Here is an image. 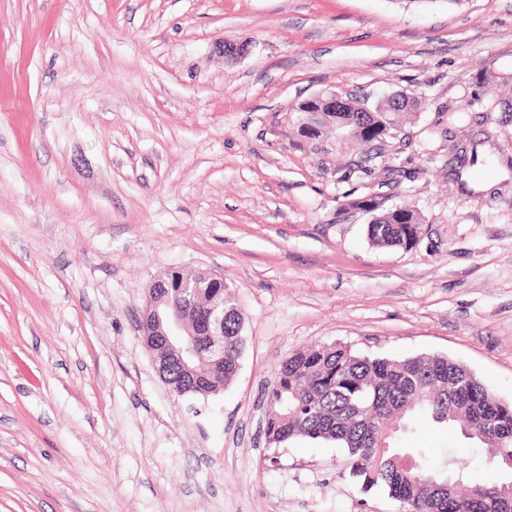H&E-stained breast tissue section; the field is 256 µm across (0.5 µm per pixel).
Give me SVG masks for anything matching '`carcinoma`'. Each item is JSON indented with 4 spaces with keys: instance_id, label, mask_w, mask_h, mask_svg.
<instances>
[{
    "instance_id": "1",
    "label": "carcinoma",
    "mask_w": 512,
    "mask_h": 512,
    "mask_svg": "<svg viewBox=\"0 0 512 512\" xmlns=\"http://www.w3.org/2000/svg\"><path fill=\"white\" fill-rule=\"evenodd\" d=\"M418 100L394 107L346 99L334 112L323 109L311 137L333 126L363 143L396 134L414 116ZM418 213L397 206L375 214L369 240L382 247H410L417 238ZM242 317L224 319V365L196 359L198 381L224 373L228 385L244 349ZM422 421L455 430L473 445L512 458V403L494 398L490 388L444 355L401 359L353 351L335 342L297 350L283 361L266 393V432L285 444L294 439L333 442L343 450L350 482L361 493L383 490L399 506L419 502L423 512H512V499L495 497V480L470 483L469 460L450 450L427 460L425 448H397L395 435ZM436 477L423 484L404 459Z\"/></svg>"
}]
</instances>
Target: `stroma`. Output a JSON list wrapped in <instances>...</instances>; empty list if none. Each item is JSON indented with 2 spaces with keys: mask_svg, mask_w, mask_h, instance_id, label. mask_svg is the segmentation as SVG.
<instances>
[{
  "mask_svg": "<svg viewBox=\"0 0 512 512\" xmlns=\"http://www.w3.org/2000/svg\"><path fill=\"white\" fill-rule=\"evenodd\" d=\"M329 87L422 107L381 144L303 137ZM372 197L417 210L415 246L369 243L343 204ZM171 269L242 310L219 393L144 346ZM333 342L512 402V0H0V512H398L335 445L265 443L280 363Z\"/></svg>",
  "mask_w": 512,
  "mask_h": 512,
  "instance_id": "obj_1",
  "label": "stroma"
}]
</instances>
